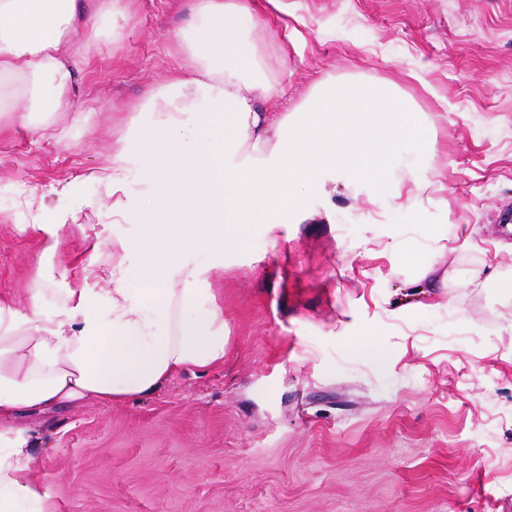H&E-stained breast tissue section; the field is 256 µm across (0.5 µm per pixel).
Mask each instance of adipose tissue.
<instances>
[{"mask_svg":"<svg viewBox=\"0 0 512 512\" xmlns=\"http://www.w3.org/2000/svg\"><path fill=\"white\" fill-rule=\"evenodd\" d=\"M191 37H178L179 62L142 106L152 122L130 120L139 154L125 141L112 146V163L98 178L111 191L112 221L143 225L140 237H113L101 266L105 292L87 285V269L68 270L69 288L41 283L20 313L12 296L0 297V512H50L42 484L29 466L32 428L23 412L52 413L87 401L109 407L149 396L176 373L222 365L228 338L216 301L199 303L210 270L190 265L189 251H221L231 244L227 225L242 208L264 212L266 233L314 219L312 195L330 202L337 170L368 182V201L387 195L409 199L429 180L421 168L432 129L410 120V102L390 84L318 81L295 112H269L262 104L284 86L261 43L242 42L239 23L265 25L252 0H196ZM80 0H0V81L26 78L25 88L0 103L15 112L36 100L37 80L54 84L49 111L69 107L75 41L90 44L97 28ZM256 78H248V71ZM224 120V141L212 128ZM413 154L409 181L393 180L400 144ZM141 162L148 197L132 208L128 166ZM139 255L131 266L130 255ZM140 275L142 293L126 282ZM51 299L55 317L44 316Z\"/></svg>","mask_w":512,"mask_h":512,"instance_id":"ef3b65f1","label":"adipose tissue"}]
</instances>
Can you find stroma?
<instances>
[{"label":"stroma","instance_id":"stroma-1","mask_svg":"<svg viewBox=\"0 0 512 512\" xmlns=\"http://www.w3.org/2000/svg\"><path fill=\"white\" fill-rule=\"evenodd\" d=\"M252 38L294 111L321 78L390 81L435 133L438 183L397 206L336 174L331 208L237 245L186 254L211 269L230 343L221 366L152 396L31 415L29 465L53 512H512V0H286ZM195 0H134L99 16L73 107L0 115V294L66 287L85 240L113 225L96 175L129 113L178 62ZM52 120L54 136L33 128ZM71 183L58 194L59 182ZM68 217L55 253L23 227ZM426 273L432 286L415 292Z\"/></svg>","mask_w":512,"mask_h":512}]
</instances>
